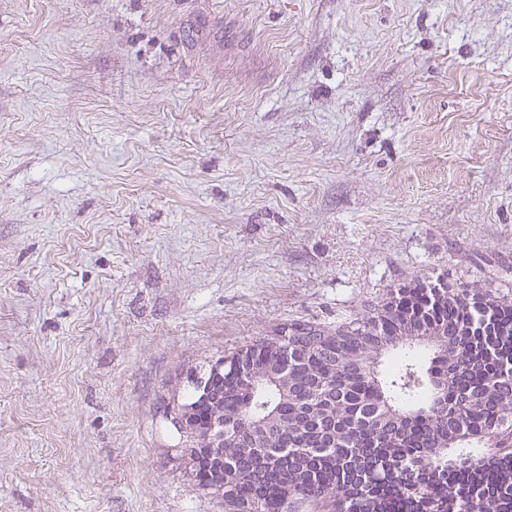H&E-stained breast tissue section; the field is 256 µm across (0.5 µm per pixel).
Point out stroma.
Returning a JSON list of instances; mask_svg holds the SVG:
<instances>
[{
    "label": "stroma",
    "instance_id": "35a3bbf8",
    "mask_svg": "<svg viewBox=\"0 0 512 512\" xmlns=\"http://www.w3.org/2000/svg\"><path fill=\"white\" fill-rule=\"evenodd\" d=\"M416 279L512 292V0H0V512H224L191 377Z\"/></svg>",
    "mask_w": 512,
    "mask_h": 512
}]
</instances>
